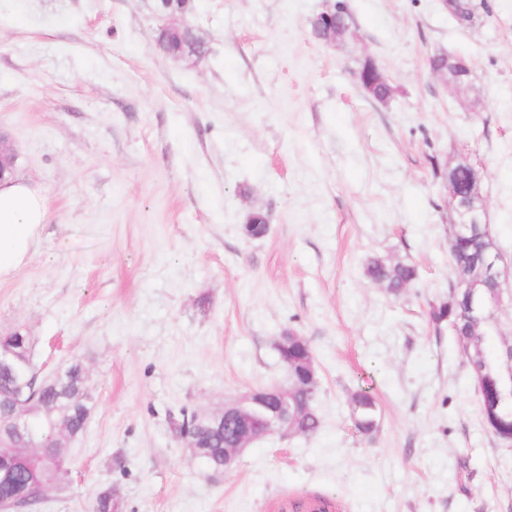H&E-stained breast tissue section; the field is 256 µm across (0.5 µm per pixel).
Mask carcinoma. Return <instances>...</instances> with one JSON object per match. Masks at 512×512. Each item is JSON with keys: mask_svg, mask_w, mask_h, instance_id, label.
<instances>
[{"mask_svg": "<svg viewBox=\"0 0 512 512\" xmlns=\"http://www.w3.org/2000/svg\"><path fill=\"white\" fill-rule=\"evenodd\" d=\"M479 8L476 0H455L453 17L463 24L472 23ZM158 40L170 49L188 50L198 41V36L189 28H182L170 33H161ZM450 177L462 192L468 191L470 167L465 162L453 166ZM497 252L493 232L470 238H451L449 255L455 277L477 272L484 257ZM366 276L373 282L383 285L393 295L409 287L417 278L418 270L409 261L389 263L383 259L372 258L365 266ZM454 296L451 301L432 307L431 319L436 323H448L453 328L459 344H470L469 358L471 378L480 396L482 415L488 427L497 433L512 431V419L501 416L512 412L505 401L512 377L505 376L497 362V356L484 347V338L488 327L482 325L473 328L471 318L475 313L479 299L464 291L456 290L451 285ZM31 340L27 332L20 331L16 336H0V347H8L20 353L23 362L12 374L0 373V394L26 386L34 373L31 358ZM67 373L48 382L37 396L38 405L31 417L34 432L41 439L53 435L56 426L67 424L76 436H81L87 426L93 407L92 397L87 386V378L82 363L72 361L66 367ZM299 386L294 392L290 405L303 409L313 406L317 383L299 376ZM352 421L355 428L363 435L374 433L380 423L378 403L371 390L360 387L350 397ZM231 443V435L226 434L205 443L198 449L216 471L224 470V447ZM71 466L69 445L57 443L52 448L42 449L26 458L14 454L0 455V499L18 498L28 502L32 507L40 499L36 497L38 487L54 485L61 487L67 478ZM118 504L114 500L112 489L101 491L95 500L94 512H117Z\"/></svg>", "mask_w": 512, "mask_h": 512, "instance_id": "1", "label": "carcinoma"}]
</instances>
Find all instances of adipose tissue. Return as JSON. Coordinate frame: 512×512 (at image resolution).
Here are the masks:
<instances>
[{"label": "adipose tissue", "mask_w": 512, "mask_h": 512, "mask_svg": "<svg viewBox=\"0 0 512 512\" xmlns=\"http://www.w3.org/2000/svg\"><path fill=\"white\" fill-rule=\"evenodd\" d=\"M47 213L44 197L27 183L16 177L0 182V278L24 264Z\"/></svg>", "instance_id": "obj_1"}]
</instances>
